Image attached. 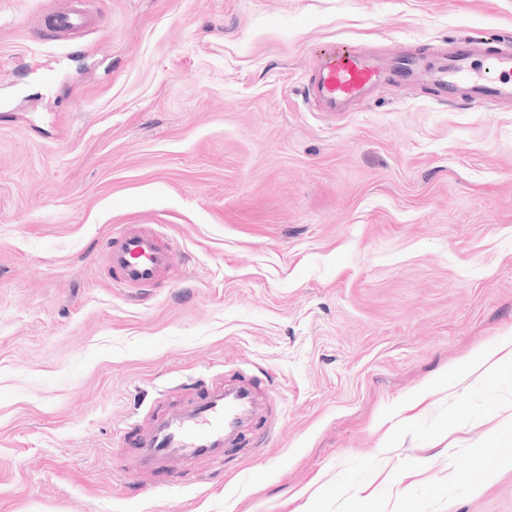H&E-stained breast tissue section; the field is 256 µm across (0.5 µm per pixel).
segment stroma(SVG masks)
<instances>
[{
	"instance_id": "stroma-1",
	"label": "stroma",
	"mask_w": 512,
	"mask_h": 512,
	"mask_svg": "<svg viewBox=\"0 0 512 512\" xmlns=\"http://www.w3.org/2000/svg\"><path fill=\"white\" fill-rule=\"evenodd\" d=\"M69 4L0 0V512H512V465L465 477L512 453V367L395 415L512 340V103L304 94L326 43L512 38V0H87L60 40ZM117 224L163 234L155 287H112ZM221 380L258 425L120 486L116 429ZM51 25L59 33H67L87 26V17L84 11L74 8L71 11L54 16Z\"/></svg>"
}]
</instances>
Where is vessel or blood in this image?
Listing matches in <instances>:
<instances>
[{"mask_svg": "<svg viewBox=\"0 0 512 512\" xmlns=\"http://www.w3.org/2000/svg\"><path fill=\"white\" fill-rule=\"evenodd\" d=\"M51 24L57 32L67 33L85 28L87 17L75 8L54 16ZM479 56L488 57L487 71L476 69L474 60ZM417 76L425 77L450 102L462 93L491 107L512 101V41L491 49L486 42L466 38L437 56L401 53L391 59L375 57L349 42L332 43L317 57L305 95L328 112H344L386 78L407 82ZM105 247L116 288L151 287L172 261L155 230L139 224L113 230ZM254 417L251 385L214 384L196 394L189 410L157 418L148 433L137 436L125 427L120 434L134 440L138 466L163 471L175 459L221 454L225 439L236 436L243 421Z\"/></svg>", "mask_w": 512, "mask_h": 512, "instance_id": "vessel-or-blood-1", "label": "vessel or blood"}]
</instances>
